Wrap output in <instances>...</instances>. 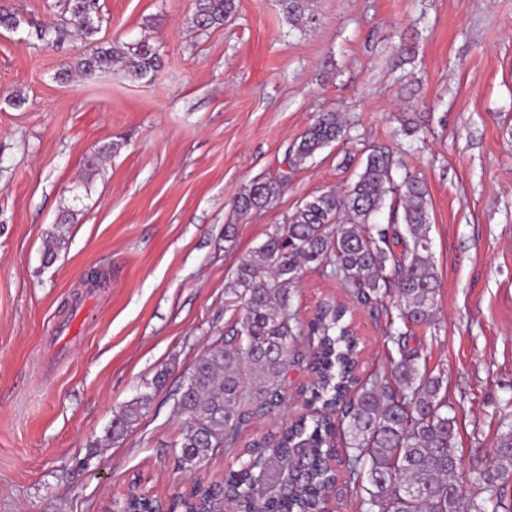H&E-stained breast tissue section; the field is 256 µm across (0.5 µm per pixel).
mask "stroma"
Instances as JSON below:
<instances>
[{"label":"stroma","instance_id":"stroma-1","mask_svg":"<svg viewBox=\"0 0 512 512\" xmlns=\"http://www.w3.org/2000/svg\"><path fill=\"white\" fill-rule=\"evenodd\" d=\"M310 9L300 30L277 0H236L205 31L193 0H98L100 38L149 41L163 65L149 80L115 67L61 81L85 49L62 0H0L18 21L0 26V512H112L128 490L166 498L235 467L221 450L199 473L180 469L174 397L228 327L224 283L240 260L304 200L354 180L350 143L288 169V148L327 110L365 145L402 147L427 186L437 313L408 344L444 377L466 463L492 452L512 400V0ZM46 28L62 39L40 40ZM402 36L413 61L397 55ZM415 112L428 115L417 143L397 134ZM283 174L273 207L233 208L245 186ZM66 207L75 218L58 225ZM58 230L66 245L48 266ZM332 296L347 298L309 268L293 307L305 320ZM392 308L353 310L360 378L389 366ZM144 393L149 409L108 441L114 415Z\"/></svg>","mask_w":512,"mask_h":512}]
</instances>
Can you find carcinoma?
I'll return each instance as SVG.
<instances>
[{
	"instance_id": "carcinoma-1",
	"label": "carcinoma",
	"mask_w": 512,
	"mask_h": 512,
	"mask_svg": "<svg viewBox=\"0 0 512 512\" xmlns=\"http://www.w3.org/2000/svg\"><path fill=\"white\" fill-rule=\"evenodd\" d=\"M66 2L69 23L91 49L59 79L74 70L93 77L116 65L135 80L155 76L160 57L152 44L103 45L93 21L97 0ZM278 4L294 28L315 22L309 0ZM235 10V0H194L192 23L203 30L221 28ZM425 124L426 114L415 112L401 120V131L412 137ZM341 140L361 137L351 134L338 113H319L290 146L289 166L298 168ZM400 167L389 147H369L347 189L311 196L286 223L273 225L226 280L230 327L196 361L176 401L184 416L180 465L201 467L219 449L236 447L254 419L276 416L286 402L288 365L300 361L315 374L298 391L309 413L252 442L239 454V468L223 481L205 486L200 480L170 507L209 512L224 501L236 512H324L338 482L326 459L340 434L347 452L345 483L364 512L512 509L506 505L512 502V423L501 424L488 463L460 473L457 419L448 414L443 378L420 369V354L409 348L406 332L397 333L398 358L390 373L360 381L350 307L325 299L304 321L292 306L301 271L315 265L345 288L354 305L373 308L391 293L405 328L434 323L439 280L427 189L408 171L396 180ZM287 184L285 177L253 182L236 197V206L243 213L267 208ZM151 401L145 393L126 405L113 417L109 437H122ZM119 507L160 512L162 504L140 492L120 499Z\"/></svg>"
}]
</instances>
